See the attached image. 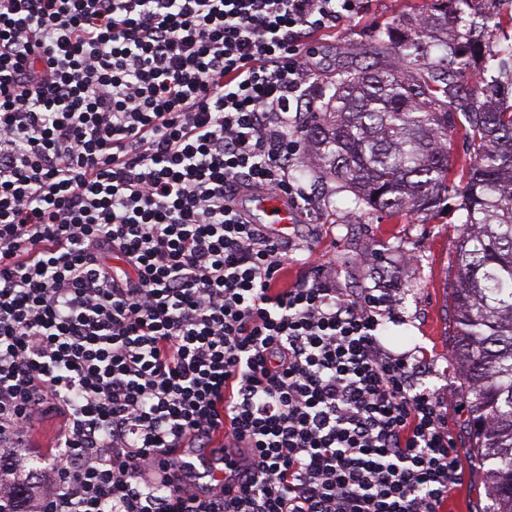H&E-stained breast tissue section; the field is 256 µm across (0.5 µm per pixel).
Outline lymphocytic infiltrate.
<instances>
[{"mask_svg":"<svg viewBox=\"0 0 512 512\" xmlns=\"http://www.w3.org/2000/svg\"><path fill=\"white\" fill-rule=\"evenodd\" d=\"M363 0H0V507L443 512L461 481L396 292L242 194L307 211L292 116ZM62 413L51 461L26 436ZM218 447L226 484L170 473Z\"/></svg>","mask_w":512,"mask_h":512,"instance_id":"f902f5d3","label":"lymphocytic infiltrate"}]
</instances>
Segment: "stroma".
Masks as SVG:
<instances>
[{"instance_id": "35a3bbf8", "label": "stroma", "mask_w": 512, "mask_h": 512, "mask_svg": "<svg viewBox=\"0 0 512 512\" xmlns=\"http://www.w3.org/2000/svg\"><path fill=\"white\" fill-rule=\"evenodd\" d=\"M426 3L366 0L361 17L339 25L336 31L316 33L308 62L319 83L361 63L368 44L422 11ZM482 11L481 56L489 75L495 76L512 70V0H484ZM307 189L315 195L313 204L307 214L296 217L288 234L307 240L311 249L289 265V280L304 276L329 257L335 262L338 287L399 289L400 319L385 329L388 344L422 358L425 381L448 414V431L462 467V479L447 512H488L485 478L474 459L467 428L461 373L451 356L455 210L425 219L407 215L397 221L381 212L361 214L336 207L334 183H311Z\"/></svg>"}]
</instances>
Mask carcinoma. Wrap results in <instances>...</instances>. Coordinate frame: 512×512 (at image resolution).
<instances>
[{
  "instance_id": "1",
  "label": "carcinoma",
  "mask_w": 512,
  "mask_h": 512,
  "mask_svg": "<svg viewBox=\"0 0 512 512\" xmlns=\"http://www.w3.org/2000/svg\"><path fill=\"white\" fill-rule=\"evenodd\" d=\"M439 0L413 36L386 42L380 60L347 67L304 113L302 133L317 163L307 182L330 180L354 211L390 217L440 212L449 191L459 235L453 245V356L468 394L473 448L485 472L489 512H512V105L493 100L512 71L463 87V49H477L472 25ZM464 117L473 157L451 184L448 130Z\"/></svg>"
}]
</instances>
